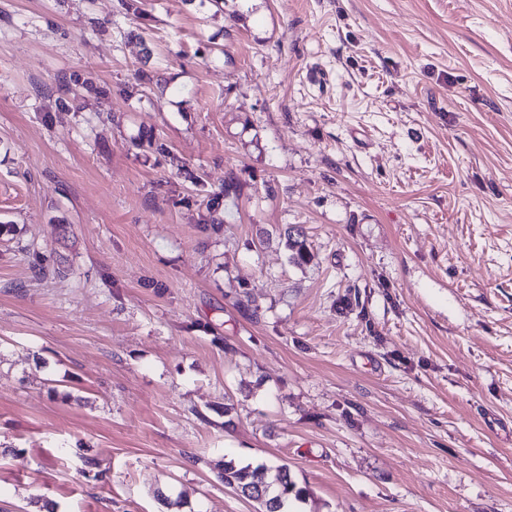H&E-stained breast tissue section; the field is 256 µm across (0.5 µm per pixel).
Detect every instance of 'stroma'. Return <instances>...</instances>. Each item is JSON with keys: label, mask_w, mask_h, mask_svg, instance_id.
<instances>
[{"label": "stroma", "mask_w": 512, "mask_h": 512, "mask_svg": "<svg viewBox=\"0 0 512 512\" xmlns=\"http://www.w3.org/2000/svg\"><path fill=\"white\" fill-rule=\"evenodd\" d=\"M230 458L512 512V0H0V512Z\"/></svg>", "instance_id": "stroma-1"}]
</instances>
